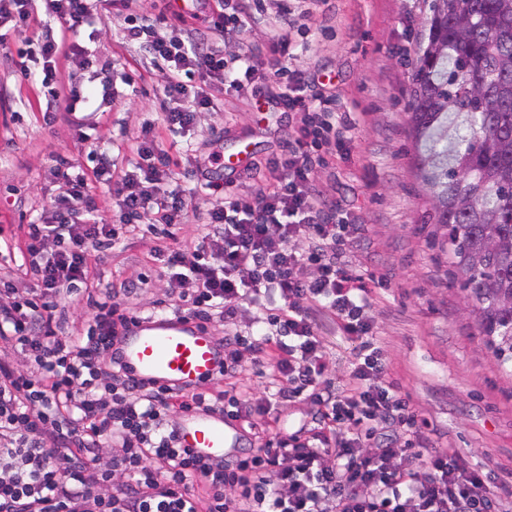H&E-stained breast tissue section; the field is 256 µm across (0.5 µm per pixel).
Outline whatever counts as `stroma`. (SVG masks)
Listing matches in <instances>:
<instances>
[{"mask_svg": "<svg viewBox=\"0 0 512 512\" xmlns=\"http://www.w3.org/2000/svg\"><path fill=\"white\" fill-rule=\"evenodd\" d=\"M259 2V19H242L239 31L216 38L225 58L248 55L255 72L269 75L270 88L287 83L268 39L274 27L290 22L299 64L316 77H332L326 86L310 87V94L333 99L336 111L364 115L347 152L329 155L311 179L328 207L349 212L361 226L346 245L344 260L372 288L370 314L391 380L424 421L425 435L446 434L466 465L498 481L512 479V372L500 367L465 292L429 242L431 227L424 217L430 203L414 173L407 90L424 29L423 0H326L314 8L307 0ZM168 10V0H130L128 9L114 11L98 25L95 46L112 61L115 99L79 128L67 113L51 111L48 88L21 73L19 52L36 44L42 12H35L27 29L9 32L0 43V279L19 281L27 224L67 191L53 174L56 157L85 168L88 152L106 144L124 166L134 160L128 150L132 138L144 125H154L191 195L188 220L173 228L178 241L189 244L206 232L207 213L215 203L196 189L212 156L245 148L256 160L283 154L299 119L296 112L263 119L254 101L209 89L200 74L190 86L209 89L211 107L199 112L185 134L165 131L162 74L124 32L129 16L159 17L162 35L186 38L188 24L168 17ZM127 74L132 84L123 83ZM156 243L143 228L110 249L93 252L88 297L66 307L58 336L86 335L107 292L143 274L149 283L122 300V310L145 316L163 306L188 310L187 302L169 295L165 270L152 257ZM316 322L327 352L324 378L343 384L356 342L343 335L332 315L317 313ZM277 420L293 431L317 425L314 407L304 397H291L243 426L247 442H259Z\"/></svg>", "mask_w": 512, "mask_h": 512, "instance_id": "1", "label": "stroma"}]
</instances>
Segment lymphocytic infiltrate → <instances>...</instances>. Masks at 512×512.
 Here are the masks:
<instances>
[{
  "label": "lymphocytic infiltrate",
  "mask_w": 512,
  "mask_h": 512,
  "mask_svg": "<svg viewBox=\"0 0 512 512\" xmlns=\"http://www.w3.org/2000/svg\"><path fill=\"white\" fill-rule=\"evenodd\" d=\"M43 2L42 68L34 79L58 82L62 58L78 71L111 67L80 35L127 0ZM126 37L163 64L165 122L173 133L194 125L199 109L211 104L204 92H189L187 78L201 73L239 92L261 81L247 57L228 63L212 46L165 37L146 19L127 28ZM304 91V72L294 64L273 105L304 117L287 154L266 161L268 188L255 206L242 208L233 183L205 180L204 190L221 195L208 212L207 232L156 254L172 295L192 301L194 318L232 324L246 317L258 325L256 334L225 336L223 373L269 365L277 390L259 402L246 387L219 400L208 388L185 393L136 380L115 358L102 363L101 350L129 321L114 303L85 338L56 335L53 325L84 281L91 249L118 244L142 224L174 226L189 203L153 127L134 138L137 160L127 169L113 170L104 147L95 149L89 172L57 158L54 175L68 192L26 232L37 286L16 291L11 306L0 307V340L20 345L37 364L36 375L26 376L0 360V512H500L490 476L425 438L399 388L386 379L368 314L372 290L341 260L360 227L327 207L310 185L311 172L325 162L322 134L333 132L337 150H344L356 122L334 128L319 117L322 102ZM163 181L169 189L159 199L154 189ZM95 184L112 190L118 223L100 214ZM319 310L358 343L349 378L336 388L321 381L326 351L313 318ZM101 375L109 379L104 396L92 383ZM292 391L308 394L318 428L301 439L276 426L231 460L186 453L169 424L177 410L217 411L245 422ZM112 440L122 443L117 465L129 482L111 484L110 473L84 456L88 445ZM107 483L111 493L100 495Z\"/></svg>",
  "instance_id": "lymphocytic-infiltrate-1"
}]
</instances>
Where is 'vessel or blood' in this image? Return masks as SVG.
Listing matches in <instances>:
<instances>
[{
	"instance_id": "vessel-or-blood-1",
	"label": "vessel or blood",
	"mask_w": 512,
	"mask_h": 512,
	"mask_svg": "<svg viewBox=\"0 0 512 512\" xmlns=\"http://www.w3.org/2000/svg\"><path fill=\"white\" fill-rule=\"evenodd\" d=\"M113 349L132 377L192 393L215 380L224 352L208 330L181 317H151L115 338ZM181 447L207 459H223L237 447L239 426L224 415L189 411L178 427Z\"/></svg>"
}]
</instances>
